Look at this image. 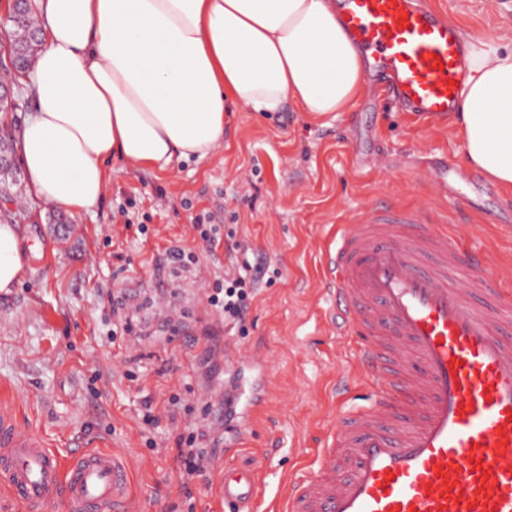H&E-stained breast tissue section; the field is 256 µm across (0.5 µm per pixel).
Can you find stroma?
<instances>
[{"instance_id":"35a3bbf8","label":"stroma","mask_w":512,"mask_h":512,"mask_svg":"<svg viewBox=\"0 0 512 512\" xmlns=\"http://www.w3.org/2000/svg\"><path fill=\"white\" fill-rule=\"evenodd\" d=\"M473 39L512 50V0H427ZM371 87L349 111L319 116L288 105L266 115L234 106L213 155L169 173L111 162L102 201L68 213L31 202L26 185H0V220L17 224L24 271L0 296V403L37 430L60 454L85 446L122 449L131 473L134 512H230L218 484L225 465L255 472L265 494L261 512L286 479L303 476L301 456L323 447L335 421L373 399L375 389H339L355 348L336 332L325 291L324 258L336 226L379 199L455 215L463 243L492 252L494 274L512 290V191L483 194L464 182L447 192L430 184L432 169L465 168L456 125L429 123L395 103L371 110ZM386 164L366 167L368 152ZM211 215L235 231L277 275L255 296L246 332L209 311L205 295L226 265L201 251L197 217ZM199 248L196 270L171 276L155 259L172 242ZM127 292L170 296V309L192 312L196 330L218 333L212 384H223L239 351L259 347L272 398L260 411H240L233 431L214 425L224 454L210 482L186 479L177 459L178 428L147 430L142 403L163 409L171 396L200 422L206 402L199 382L203 345L182 334L145 337L129 351L112 343V297Z\"/></svg>"}]
</instances>
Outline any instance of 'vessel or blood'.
<instances>
[{
  "label": "vessel or blood",
  "instance_id": "vessel-or-blood-1",
  "mask_svg": "<svg viewBox=\"0 0 512 512\" xmlns=\"http://www.w3.org/2000/svg\"><path fill=\"white\" fill-rule=\"evenodd\" d=\"M339 16L387 99L430 121L455 111L466 46L441 12L417 0H342ZM490 265L422 210L390 200L339 225L326 270L342 333L357 339L350 378L380 388L333 425L275 512H512V293ZM269 396L266 384L241 381L207 392L215 406L254 410ZM129 487L118 452L62 456L0 406V491L26 512H131ZM221 492L235 512H253L260 496L253 472L229 466Z\"/></svg>",
  "mask_w": 512,
  "mask_h": 512
}]
</instances>
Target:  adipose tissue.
Here are the masks:
<instances>
[{
    "label": "adipose tissue",
    "mask_w": 512,
    "mask_h": 512,
    "mask_svg": "<svg viewBox=\"0 0 512 512\" xmlns=\"http://www.w3.org/2000/svg\"><path fill=\"white\" fill-rule=\"evenodd\" d=\"M41 49L19 155L29 196L71 212L101 200L115 159L159 173L209 157L226 102L324 115L366 95L361 52L335 0H33ZM455 121L467 164L512 190V50L469 45ZM24 268L0 221V294Z\"/></svg>",
    "instance_id": "obj_1"
}]
</instances>
